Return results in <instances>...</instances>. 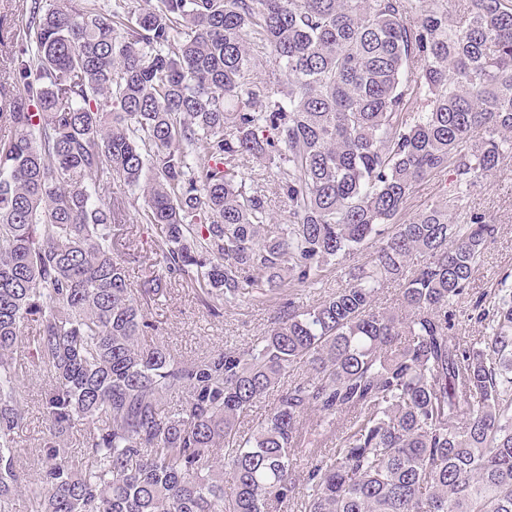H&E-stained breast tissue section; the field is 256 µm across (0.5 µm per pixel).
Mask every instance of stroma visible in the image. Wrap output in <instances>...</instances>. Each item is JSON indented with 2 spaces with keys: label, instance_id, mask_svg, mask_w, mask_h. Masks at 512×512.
I'll return each instance as SVG.
<instances>
[{
  "label": "stroma",
  "instance_id": "1",
  "mask_svg": "<svg viewBox=\"0 0 512 512\" xmlns=\"http://www.w3.org/2000/svg\"><path fill=\"white\" fill-rule=\"evenodd\" d=\"M467 206L486 214L497 224L498 232L481 255L470 280V286L455 303L454 332L464 341L478 345L487 336L486 325L480 322L476 304H489L502 278L512 277V157L505 159L481 185L470 194ZM120 241L133 244L138 258L129 265V281L139 286L149 265L147 241L150 233L140 224L136 212H129L125 224L118 228ZM276 297L237 302L223 309L222 316H212L194 288L182 282L166 284L163 295L145 314L154 324L153 341L164 343L171 353L183 361L203 358L229 345H245L267 330L278 306ZM26 369L20 370L27 406L25 418L18 431L17 452L23 464L25 478H34L39 470V444L47 424L39 406L45 382L39 368L30 365L29 354H22Z\"/></svg>",
  "mask_w": 512,
  "mask_h": 512
}]
</instances>
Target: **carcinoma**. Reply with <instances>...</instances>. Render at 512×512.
I'll list each match as a JSON object with an SVG mask.
<instances>
[{
  "label": "carcinoma",
  "instance_id": "obj_1",
  "mask_svg": "<svg viewBox=\"0 0 512 512\" xmlns=\"http://www.w3.org/2000/svg\"><path fill=\"white\" fill-rule=\"evenodd\" d=\"M23 8L19 30L0 18V512L19 494L30 512H512V289L479 313L484 345L452 324L497 231L465 200L512 154V0H470L458 22L442 0ZM256 45L274 77L254 78ZM253 160L288 223L242 176ZM450 170L448 198L399 222ZM115 182L132 196L106 195ZM131 207L154 256L137 290L115 233ZM369 244L344 287L285 297ZM168 279L215 316L284 299L261 337L185 362L146 342ZM387 282L396 311L374 307ZM24 346L48 374L30 481ZM272 183L271 181H259V185H262L261 189L267 197L269 212L279 224H286L288 223V208L283 199L276 194Z\"/></svg>",
  "mask_w": 512,
  "mask_h": 512
}]
</instances>
